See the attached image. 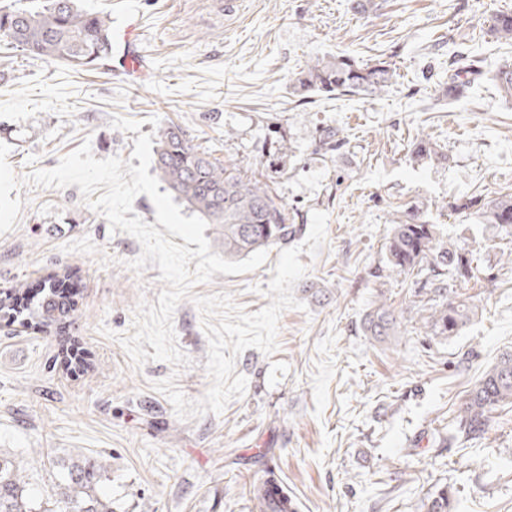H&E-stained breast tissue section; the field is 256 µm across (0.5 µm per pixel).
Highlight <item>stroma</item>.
<instances>
[{
  "label": "stroma",
  "mask_w": 512,
  "mask_h": 512,
  "mask_svg": "<svg viewBox=\"0 0 512 512\" xmlns=\"http://www.w3.org/2000/svg\"><path fill=\"white\" fill-rule=\"evenodd\" d=\"M232 2L83 0L110 16L117 49L138 56L130 73L0 49V290L69 272L82 286L63 329L0 322V453L23 460L29 488L49 499L53 459H102L112 512H257L250 489L270 470L301 512H422L444 486L455 512H512V407L493 413L482 439L453 436L476 380L512 350V238L447 208L512 193V101L491 78L512 63V42L488 32L512 0H372L363 16L350 0ZM341 54L395 64V83L376 97L290 94L307 62ZM468 58L482 73L448 100L441 89ZM170 124L274 189L299 227L290 246L306 239L312 212L328 216L318 254L299 256L307 272L294 295L305 308L281 314L277 350L246 349L236 360L245 394L189 420L154 385L175 378L192 400L210 385L192 298L172 319L190 366L134 367L118 338L134 334L140 301L157 303L159 270L128 268L140 243L112 231L78 186L23 182L85 142L95 158L129 159L139 135ZM329 128L340 150L322 146ZM420 135L446 163L412 161ZM409 207L474 256L476 280H444L477 307L460 335L426 332L430 291L385 265L391 221ZM266 254L260 268L214 274L194 295L226 293L248 313L270 305L263 288L280 250ZM378 300L398 321L382 341L365 327ZM68 339L87 355L76 374L60 361Z\"/></svg>",
  "instance_id": "stroma-1"
}]
</instances>
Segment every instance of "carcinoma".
<instances>
[{"label":"carcinoma","mask_w":512,"mask_h":512,"mask_svg":"<svg viewBox=\"0 0 512 512\" xmlns=\"http://www.w3.org/2000/svg\"><path fill=\"white\" fill-rule=\"evenodd\" d=\"M497 37L512 41V12L497 15L491 24ZM20 48L30 55L51 59L71 67H96L112 61V27L106 15L84 9L81 0H28L25 4L0 7V45ZM477 70L462 67L448 77L443 95L463 93ZM396 79V69L387 62L360 63L349 55L316 59L300 72L290 86L302 99L314 92L378 96ZM493 79L502 96L512 101V67L498 68ZM411 156L439 164L447 155L427 139H415ZM155 172L174 201L199 215L212 226L215 239L224 246V257L237 259L257 250L288 243L296 233L286 204L256 177L232 162H220L212 151L191 144L178 126L163 128L156 142ZM479 224L512 236V195L500 194L486 202L474 197L456 206ZM387 264L399 276L414 283H468L476 277L473 257L444 244L438 225L417 209H407L392 221L387 246ZM43 293L18 306L17 293H0V321L23 322L42 329L56 328L70 318L77 306L78 288L61 301L56 280L34 285ZM475 315L465 300H448L435 306L431 327L436 336H457ZM396 325L391 306L381 302L367 318V331L388 336ZM512 405V351L503 352L484 371L469 391L460 410L458 433L467 440L482 437L491 414ZM60 483L57 499L48 503L33 494L22 479L20 464L0 455V512H112V495L106 491L108 470L98 458L69 457L53 461ZM284 492L271 476L253 490L259 512H266V499ZM425 512H453L454 495L442 487L428 497Z\"/></svg>","instance_id":"carcinoma-1"}]
</instances>
